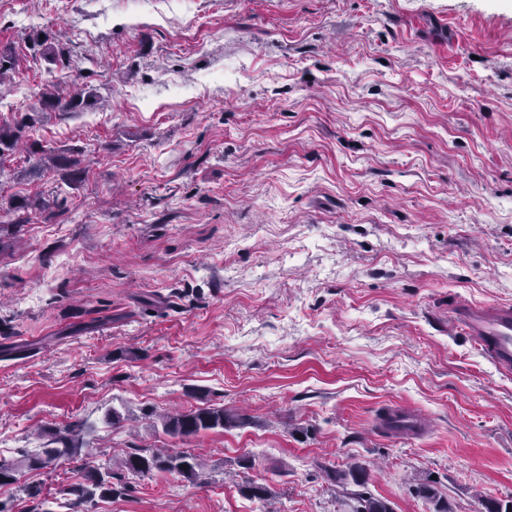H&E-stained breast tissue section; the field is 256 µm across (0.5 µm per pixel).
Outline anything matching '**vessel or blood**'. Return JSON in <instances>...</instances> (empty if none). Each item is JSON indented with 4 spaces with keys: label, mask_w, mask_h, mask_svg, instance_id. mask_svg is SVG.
<instances>
[{
    "label": "vessel or blood",
    "mask_w": 512,
    "mask_h": 512,
    "mask_svg": "<svg viewBox=\"0 0 512 512\" xmlns=\"http://www.w3.org/2000/svg\"><path fill=\"white\" fill-rule=\"evenodd\" d=\"M457 328L470 336L498 371L512 373V306L463 305L452 315Z\"/></svg>",
    "instance_id": "vessel-or-blood-1"
}]
</instances>
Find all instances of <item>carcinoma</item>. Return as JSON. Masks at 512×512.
I'll return each instance as SVG.
<instances>
[{
	"label": "carcinoma",
	"mask_w": 512,
	"mask_h": 512,
	"mask_svg": "<svg viewBox=\"0 0 512 512\" xmlns=\"http://www.w3.org/2000/svg\"><path fill=\"white\" fill-rule=\"evenodd\" d=\"M30 41L41 47L45 59L67 65L70 62V49L66 44L49 38L40 37L39 33H31ZM96 105L94 93H76L69 98L45 90L39 101L42 112H83ZM24 146L28 153L39 155L41 166L45 170H53L62 174L63 180L73 187L82 182L83 169L79 162L65 152L45 153L38 143L27 135L25 126L8 124L0 125V159L10 154L18 146ZM13 211L20 213L17 223L27 220L30 210L42 207L37 198L15 196L10 201ZM163 431L171 435L190 436L200 431L224 428L225 425L239 421V418L228 414L222 407H197L175 414L159 416ZM88 425L84 421L69 424L64 430L53 434L52 438L36 453L26 455L19 460L0 459V485L11 484L23 470H35L48 466L59 459H74L82 455L89 456L85 450V435ZM203 468L201 457L186 451L173 452L167 448H134L123 456L117 469L101 470L87 463L80 468L81 480L69 488L73 496L69 506L71 512H81V507L95 495H110L115 491V483L122 482L126 477L146 476L154 470L176 472L185 479L196 481ZM327 480L336 486L353 483L357 486L365 484L366 472L353 465L346 470L323 468ZM415 493L434 505V512H450L448 502L439 495L436 487L428 480H419L415 485ZM349 512H393L389 503L375 498L368 493H354L345 501Z\"/></svg>",
	"instance_id": "obj_1"
}]
</instances>
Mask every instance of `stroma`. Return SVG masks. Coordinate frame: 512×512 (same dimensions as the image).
Returning a JSON list of instances; mask_svg holds the SVG:
<instances>
[{"label": "stroma", "instance_id": "35a3bbf8", "mask_svg": "<svg viewBox=\"0 0 512 512\" xmlns=\"http://www.w3.org/2000/svg\"><path fill=\"white\" fill-rule=\"evenodd\" d=\"M4 47L0 122L86 175L0 162V456L80 420L96 466L206 460L85 512H343L320 468L353 464L393 512H433L414 475L452 512L512 499V376L448 320L512 305V0H0ZM53 84L102 105L40 111ZM15 195L44 205L18 223ZM207 405L241 424L152 419ZM392 405L429 431L386 432ZM80 466L23 472L0 512H63ZM30 41L33 45L41 47V53L45 59L51 62H59L63 65H69L70 62V49L66 46L67 44L62 43L58 40L52 41L49 38H40L38 32H33L29 35Z\"/></svg>", "mask_w": 512, "mask_h": 512}]
</instances>
